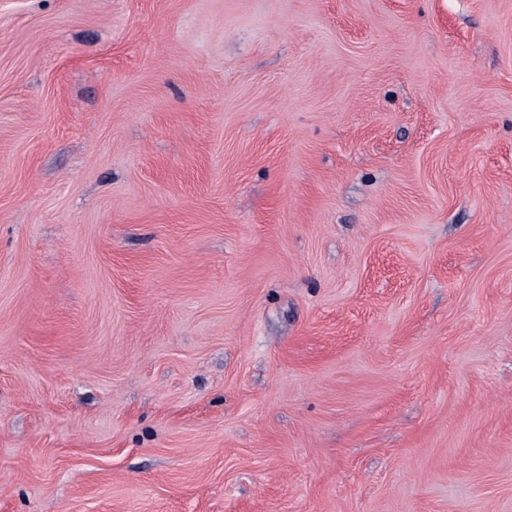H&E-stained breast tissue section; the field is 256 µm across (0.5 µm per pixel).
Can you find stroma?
<instances>
[{"label":"stroma","instance_id":"35a3bbf8","mask_svg":"<svg viewBox=\"0 0 512 512\" xmlns=\"http://www.w3.org/2000/svg\"><path fill=\"white\" fill-rule=\"evenodd\" d=\"M0 512H512V0H0Z\"/></svg>","mask_w":512,"mask_h":512}]
</instances>
